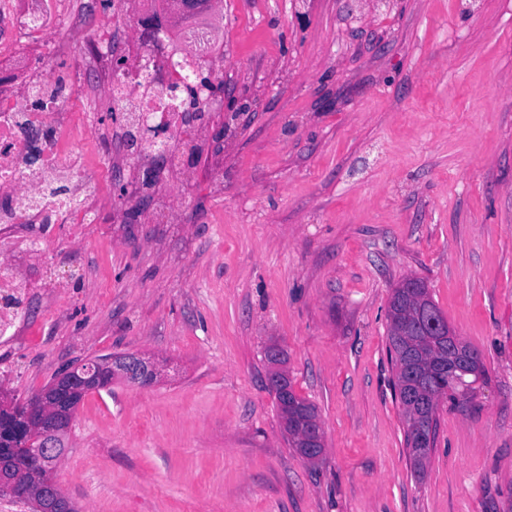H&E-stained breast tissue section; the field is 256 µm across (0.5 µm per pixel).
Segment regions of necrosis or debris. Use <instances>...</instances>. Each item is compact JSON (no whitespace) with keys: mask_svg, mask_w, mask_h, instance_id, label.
Wrapping results in <instances>:
<instances>
[{"mask_svg":"<svg viewBox=\"0 0 512 512\" xmlns=\"http://www.w3.org/2000/svg\"><path fill=\"white\" fill-rule=\"evenodd\" d=\"M69 18L66 0H0V255L23 246L41 250L61 224H92L98 216L97 189L110 180L112 168L89 166L85 154L72 146L74 137L90 127L87 113L69 107L75 88L55 94L51 111L29 107L25 94L34 72L43 67L48 34ZM191 38L200 48L184 52L183 40L166 37L150 46L148 62L131 64L112 81L113 98L140 119L164 118L165 139L186 133L182 115L204 101L206 88L195 98L172 103L169 87L174 70L204 71L215 40L198 27ZM67 183L77 204L66 207L48 194L50 185ZM40 277L18 281L12 268L0 264V340L11 341L25 324L24 302L42 287Z\"/></svg>","mask_w":512,"mask_h":512,"instance_id":"4bbe7bcc","label":"necrosis or debris"}]
</instances>
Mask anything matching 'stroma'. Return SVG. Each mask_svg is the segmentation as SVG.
Listing matches in <instances>:
<instances>
[{"label":"stroma","instance_id":"obj_1","mask_svg":"<svg viewBox=\"0 0 512 512\" xmlns=\"http://www.w3.org/2000/svg\"><path fill=\"white\" fill-rule=\"evenodd\" d=\"M90 7L145 52L139 14ZM207 107L224 142L97 223L67 225L21 272L54 284L0 346V396L63 368L153 355L167 377L87 394L57 480L81 512H512V0H215ZM97 31L61 28L52 75ZM107 83L72 107L98 161L118 126ZM171 197L169 213L157 195ZM427 282L486 374L441 401L424 477L405 447L388 305ZM316 408L325 452L280 426L266 347Z\"/></svg>","mask_w":512,"mask_h":512}]
</instances>
